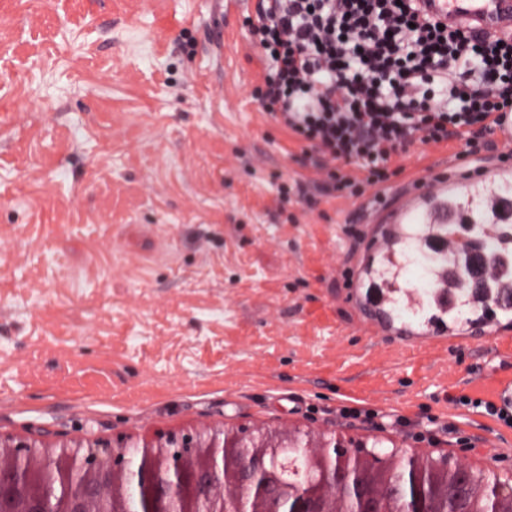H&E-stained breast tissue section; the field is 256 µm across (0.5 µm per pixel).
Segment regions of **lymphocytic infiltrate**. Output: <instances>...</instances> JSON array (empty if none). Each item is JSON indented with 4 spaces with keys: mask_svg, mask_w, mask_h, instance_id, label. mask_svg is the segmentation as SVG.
Masks as SVG:
<instances>
[{
    "mask_svg": "<svg viewBox=\"0 0 512 512\" xmlns=\"http://www.w3.org/2000/svg\"><path fill=\"white\" fill-rule=\"evenodd\" d=\"M251 25L269 115L315 155L313 179L295 185L304 204L369 187L368 207L383 206L416 141L464 146V163L434 181L482 176L486 137L512 112V38L440 28L416 0H261Z\"/></svg>",
    "mask_w": 512,
    "mask_h": 512,
    "instance_id": "lymphocytic-infiltrate-1",
    "label": "lymphocytic infiltrate"
}]
</instances>
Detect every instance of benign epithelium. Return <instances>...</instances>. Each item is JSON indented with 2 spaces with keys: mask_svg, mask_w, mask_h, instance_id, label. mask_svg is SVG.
<instances>
[{
  "mask_svg": "<svg viewBox=\"0 0 512 512\" xmlns=\"http://www.w3.org/2000/svg\"><path fill=\"white\" fill-rule=\"evenodd\" d=\"M467 253L466 280L470 287L484 288L483 274L491 258L469 240L459 238ZM299 440L297 436L266 434L254 438L222 432H197L180 438L146 442L143 470L160 463L169 478L145 485L146 512H199L195 503L203 498L211 512H284L282 505L293 502L291 512H394L392 498L366 480V450L346 448L324 440L314 446L305 441L311 468L322 475V485L310 482L282 484L268 463L281 449ZM127 442H104L94 448L65 449L79 475L75 490L60 507L51 508L41 494L32 491L28 477L44 463V451L19 444L0 447V509L3 512H122L127 485L133 473L126 457ZM436 478L448 492V476L462 469L461 462L448 455L429 459ZM374 470L394 474L410 460L379 456Z\"/></svg>",
  "mask_w": 512,
  "mask_h": 512,
  "instance_id": "7a95c632",
  "label": "benign epithelium"
}]
</instances>
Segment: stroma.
I'll use <instances>...</instances> for the list:
<instances>
[{"label":"stroma","mask_w":512,"mask_h":512,"mask_svg":"<svg viewBox=\"0 0 512 512\" xmlns=\"http://www.w3.org/2000/svg\"><path fill=\"white\" fill-rule=\"evenodd\" d=\"M257 2L0 0V438L298 431L512 476V427L452 402L498 401L512 342L370 335L361 199L286 193L311 170L259 101Z\"/></svg>","instance_id":"obj_1"}]
</instances>
